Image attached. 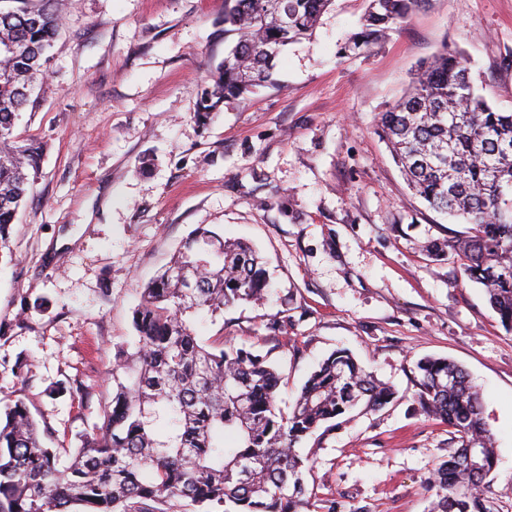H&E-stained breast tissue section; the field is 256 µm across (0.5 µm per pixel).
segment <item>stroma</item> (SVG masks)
I'll return each instance as SVG.
<instances>
[{
    "label": "stroma",
    "mask_w": 512,
    "mask_h": 512,
    "mask_svg": "<svg viewBox=\"0 0 512 512\" xmlns=\"http://www.w3.org/2000/svg\"><path fill=\"white\" fill-rule=\"evenodd\" d=\"M367 6L333 0L278 54L275 85L202 128L201 85L237 41L224 0H54L64 27L14 129L47 148L0 257V407L24 400L52 447H76L103 421L144 284L213 228L252 243L271 285L261 305L197 315L200 341L227 335L268 356L283 409L337 349L394 391L299 445L317 512H428L452 433L416 400L425 356L455 361L479 389L494 510L512 512V332L456 254L425 251L470 227L409 189L376 132L446 44L511 111L512 0H424L387 39L342 53Z\"/></svg>",
    "instance_id": "stroma-1"
}]
</instances>
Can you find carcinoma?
Wrapping results in <instances>:
<instances>
[{
  "label": "carcinoma",
  "instance_id": "1",
  "mask_svg": "<svg viewBox=\"0 0 512 512\" xmlns=\"http://www.w3.org/2000/svg\"><path fill=\"white\" fill-rule=\"evenodd\" d=\"M333 0H224V33L237 42L204 81L194 118L205 126L224 103L273 83L274 60L306 39ZM422 0H369L342 50H367L407 21ZM60 28L51 0L0 10V252L37 177L43 146L14 135L20 111L46 72ZM377 131L405 180L430 209L473 225L463 238L431 242L453 251L469 280L512 331V111L478 92L469 60L444 46L423 62ZM258 251L195 229L143 289L132 312V353L118 346L112 400L102 425L81 436L70 465L56 466L27 405L0 412V512H311L308 467L296 446L358 405L381 408L391 390L337 350L309 376L288 412L277 405L279 370L230 339L205 344L193 317L264 300ZM417 401L453 430L457 444L430 483V512H491L494 437L468 373L447 359L416 361Z\"/></svg>",
  "mask_w": 512,
  "mask_h": 512
}]
</instances>
